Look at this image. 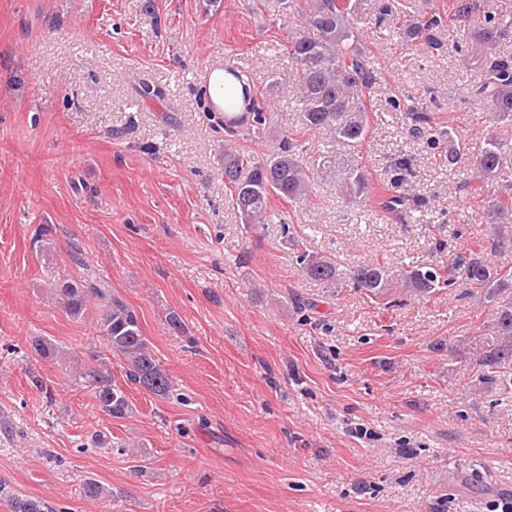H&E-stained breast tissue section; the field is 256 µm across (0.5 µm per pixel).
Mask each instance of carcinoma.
<instances>
[{
    "mask_svg": "<svg viewBox=\"0 0 512 512\" xmlns=\"http://www.w3.org/2000/svg\"><path fill=\"white\" fill-rule=\"evenodd\" d=\"M283 11H297L299 28L288 33V57L295 73L292 88L302 114V125L324 136L348 153L323 155L316 170H311L293 153L291 138L281 135L277 149L267 159H256L240 151L224 149V186L229 201L245 224L268 221L269 196L290 204L309 201L314 175L340 173L339 193L346 203L361 206L371 189V176L355 158L372 131L367 97L379 79L372 62L361 47V24L370 19L375 28H388L397 17L399 37L405 42L431 49L438 47L436 34L448 28V45L462 60L481 66L483 77L471 85L474 100L485 105L493 119L512 123V57L500 52L502 43L512 42V0H505L498 11L485 9L482 0H450L448 13L411 15L399 0H281ZM411 123L408 132L424 138L450 164L466 156L482 182L494 179L505 156L512 154V140L489 133L480 144L467 148L452 140V129L432 121L416 97L405 94L394 102ZM412 168L409 159L394 163L390 180L397 198L410 196ZM493 225L490 251L512 248V206L496 201L487 210ZM306 275L326 284L339 276L336 262L307 250L297 255ZM85 272L58 278L55 291L71 316H83L86 304L96 299L101 304L100 325L112 353L122 360L128 382L156 396L167 397L172 383L163 365L149 349L135 311L112 293L111 287L86 273L88 265L75 258ZM351 284L375 298L387 297L395 287L417 297H427L463 279L470 286V297L493 312L492 331L473 337L467 354L473 366L491 374L512 364V270L490 265L479 255L456 257L446 265L422 264L391 268L378 261L361 262L349 270ZM93 387L99 410L121 419L132 412L125 391L112 382L107 364L86 368L80 375ZM0 499L11 512H53L40 500L15 493L0 480Z\"/></svg>",
    "mask_w": 512,
    "mask_h": 512,
    "instance_id": "1",
    "label": "carcinoma"
}]
</instances>
